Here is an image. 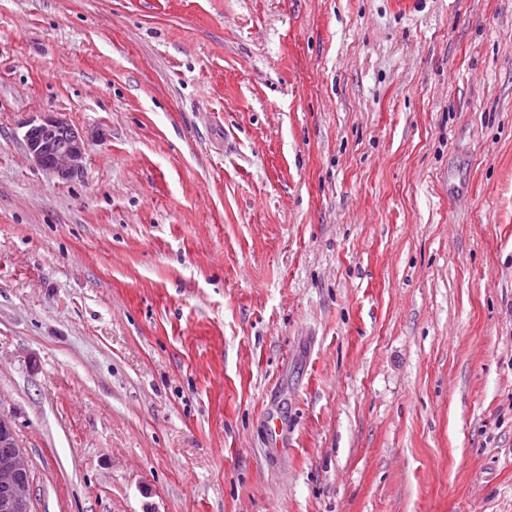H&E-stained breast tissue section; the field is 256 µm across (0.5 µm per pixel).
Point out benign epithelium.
Segmentation results:
<instances>
[{
	"label": "benign epithelium",
	"instance_id": "obj_1",
	"mask_svg": "<svg viewBox=\"0 0 512 512\" xmlns=\"http://www.w3.org/2000/svg\"><path fill=\"white\" fill-rule=\"evenodd\" d=\"M28 153L43 170L69 177L83 168V135L64 120L48 116L30 122L25 132ZM28 456L13 425L0 417V512H31Z\"/></svg>",
	"mask_w": 512,
	"mask_h": 512
}]
</instances>
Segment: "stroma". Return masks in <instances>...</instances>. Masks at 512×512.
Segmentation results:
<instances>
[{
    "label": "stroma",
    "mask_w": 512,
    "mask_h": 512,
    "mask_svg": "<svg viewBox=\"0 0 512 512\" xmlns=\"http://www.w3.org/2000/svg\"><path fill=\"white\" fill-rule=\"evenodd\" d=\"M0 416L33 512H512V0H0ZM27 126L26 147L39 167L62 178L82 170L87 145L84 136L71 125L48 116Z\"/></svg>",
    "instance_id": "obj_1"
}]
</instances>
